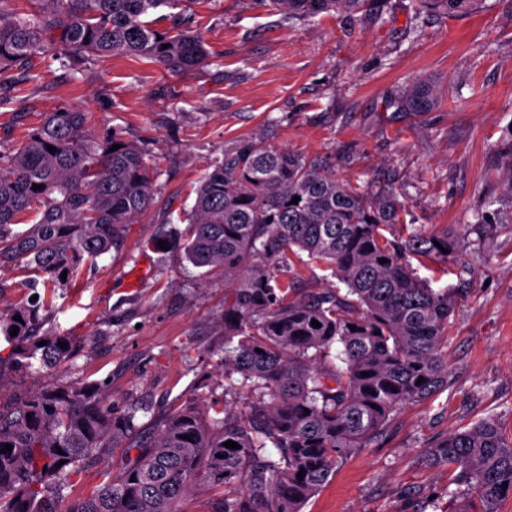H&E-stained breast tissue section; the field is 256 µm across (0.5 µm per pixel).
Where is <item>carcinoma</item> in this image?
<instances>
[{
  "label": "carcinoma",
  "mask_w": 512,
  "mask_h": 512,
  "mask_svg": "<svg viewBox=\"0 0 512 512\" xmlns=\"http://www.w3.org/2000/svg\"><path fill=\"white\" fill-rule=\"evenodd\" d=\"M5 2L0 82L29 68L38 54L56 60L64 52L135 55L172 70L208 59L199 36L177 23L156 26L154 14L179 0H46L41 20L21 19ZM364 2L270 0L285 19L355 11ZM420 2L462 17L478 0ZM398 102L406 112H426L436 95L428 84L413 85ZM115 144L120 148L113 151ZM500 158L512 200V144ZM153 181L136 143L116 131L91 135L83 112L47 113L0 165V268L23 265L47 274L44 289L55 293L62 272L70 275L82 261L120 245L126 227L151 204ZM35 184L41 189H32ZM30 213L38 220L17 229ZM405 215L394 191L367 196L321 160L260 135L224 150L186 214L184 246L194 267L224 275L228 285L218 350L224 407L194 402L171 412L130 441L135 456L120 471L61 509L62 491L85 462L113 447L131 421L115 417L88 386L56 384L15 404L0 403V512H182V501L202 484L224 487L209 512H302L336 467L379 436L401 406L448 389L456 295L432 287L412 259L445 260L470 234L482 240L492 228L481 214L457 233L436 235L408 227ZM303 254L325 263L345 289L294 297ZM37 308L33 301L0 309V337L16 372L36 363L54 369L73 357L71 337L34 332ZM17 315L21 320H13ZM227 441L240 448L225 447ZM7 444L12 450L1 452ZM429 461L455 473L449 512H497V503L512 495V441L493 418L445 435L432 445ZM471 492L479 496L477 510Z\"/></svg>",
  "instance_id": "obj_1"
}]
</instances>
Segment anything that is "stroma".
Returning <instances> with one entry per match:
<instances>
[{
    "label": "stroma",
    "mask_w": 512,
    "mask_h": 512,
    "mask_svg": "<svg viewBox=\"0 0 512 512\" xmlns=\"http://www.w3.org/2000/svg\"><path fill=\"white\" fill-rule=\"evenodd\" d=\"M211 59L172 71L145 58L36 56L0 83V154L63 108L96 136L120 132L154 169L149 208L123 243L56 286L44 329L73 337L67 366L32 368L0 400L51 384L102 386L134 434L173 409L224 402L214 349L224 343V279L185 258L184 220L209 166L257 134L328 162L366 194L397 187L406 222L441 234L474 223L503 193L499 151L512 140V0L471 14L419 11L418 0H369L365 11L283 20L268 0H183L172 9ZM431 84L438 101L405 112L399 89ZM479 251L423 261L421 277L462 293L448 333L451 385L404 405L382 436L354 450L303 512H448L454 475L427 463L448 432L498 419L512 439V208ZM124 446L103 449L64 496L85 497Z\"/></svg>",
    "instance_id": "obj_1"
}]
</instances>
